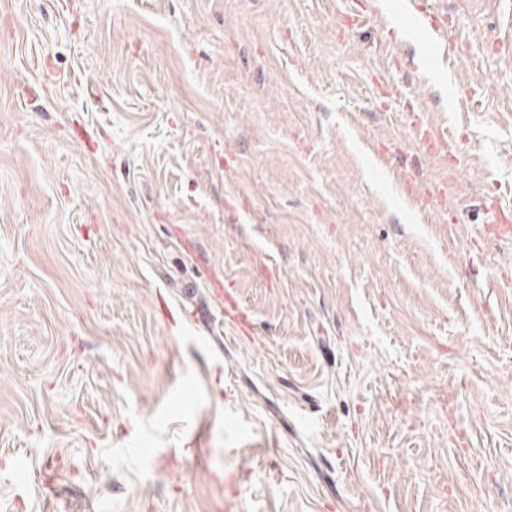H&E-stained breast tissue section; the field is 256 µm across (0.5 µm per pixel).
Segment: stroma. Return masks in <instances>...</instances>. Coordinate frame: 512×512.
<instances>
[{
  "label": "stroma",
  "mask_w": 512,
  "mask_h": 512,
  "mask_svg": "<svg viewBox=\"0 0 512 512\" xmlns=\"http://www.w3.org/2000/svg\"><path fill=\"white\" fill-rule=\"evenodd\" d=\"M401 4L0 0V512H512V14ZM406 8L408 10L409 17L413 23L427 35H429L433 41H435L437 49L441 46L439 44L440 39L446 35L445 28L437 15L433 12L425 10L417 1H408ZM426 151L437 158H443L444 162L453 161V155L448 154V129L445 126L428 123L423 125L420 134Z\"/></svg>",
  "instance_id": "35a3bbf8"
}]
</instances>
